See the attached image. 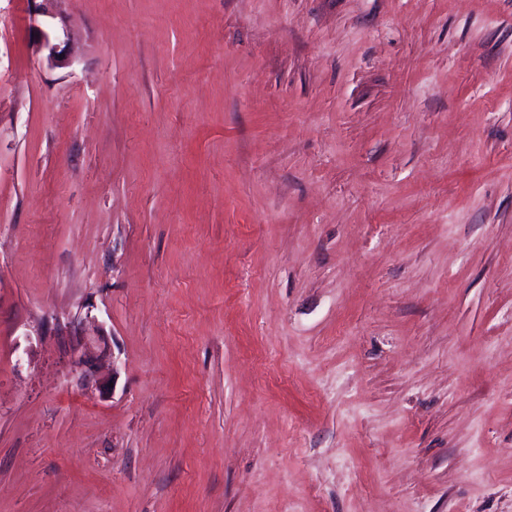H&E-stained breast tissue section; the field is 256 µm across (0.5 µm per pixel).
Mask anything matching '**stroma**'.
<instances>
[{
  "instance_id": "obj_1",
  "label": "stroma",
  "mask_w": 512,
  "mask_h": 512,
  "mask_svg": "<svg viewBox=\"0 0 512 512\" xmlns=\"http://www.w3.org/2000/svg\"><path fill=\"white\" fill-rule=\"evenodd\" d=\"M35 7L0 512H512V0Z\"/></svg>"
}]
</instances>
